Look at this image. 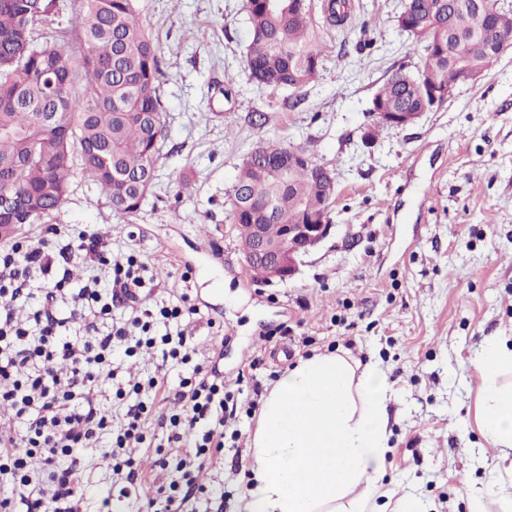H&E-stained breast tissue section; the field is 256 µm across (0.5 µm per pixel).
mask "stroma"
<instances>
[{
  "instance_id": "obj_1",
  "label": "stroma",
  "mask_w": 512,
  "mask_h": 512,
  "mask_svg": "<svg viewBox=\"0 0 512 512\" xmlns=\"http://www.w3.org/2000/svg\"><path fill=\"white\" fill-rule=\"evenodd\" d=\"M319 76L301 91L272 90L246 69V0H140L159 48L166 138L141 209L113 211L74 167L63 204L45 226L82 229L113 250L135 252L147 270L142 304L155 310L188 294L190 363L160 349L127 356L115 345L119 380L170 382L211 358L242 408L220 464L202 471L196 512H241L259 411L254 383L271 389L298 359L336 352L380 362L391 387L389 448L378 512L419 500L426 512H471L474 489L512 492V469L476 421L482 378L474 358L491 336H512V49L475 83L404 128L373 123L371 100L398 68L423 67L425 51L395 22L403 0H349L344 23L308 0ZM308 147L330 168L332 229L287 281L260 283L247 269L226 202L238 166L258 139ZM222 344V355L212 353ZM151 441L137 459L151 488L167 454L158 419L173 400L147 393ZM82 512H143L145 489L120 494L112 462L87 448L73 464Z\"/></svg>"
}]
</instances>
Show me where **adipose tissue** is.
Here are the masks:
<instances>
[{
    "mask_svg": "<svg viewBox=\"0 0 512 512\" xmlns=\"http://www.w3.org/2000/svg\"><path fill=\"white\" fill-rule=\"evenodd\" d=\"M475 363L486 382L477 417L482 435L512 450V343L487 339ZM390 387L383 370L355 369L344 356L299 362L265 397L250 441L245 512H367L388 447Z\"/></svg>",
    "mask_w": 512,
    "mask_h": 512,
    "instance_id": "adipose-tissue-1",
    "label": "adipose tissue"
}]
</instances>
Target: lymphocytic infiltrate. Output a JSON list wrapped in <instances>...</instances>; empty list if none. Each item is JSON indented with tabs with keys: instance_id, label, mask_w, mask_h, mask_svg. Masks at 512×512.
I'll return each mask as SVG.
<instances>
[{
	"instance_id": "f902f5d3",
	"label": "lymphocytic infiltrate",
	"mask_w": 512,
	"mask_h": 512,
	"mask_svg": "<svg viewBox=\"0 0 512 512\" xmlns=\"http://www.w3.org/2000/svg\"><path fill=\"white\" fill-rule=\"evenodd\" d=\"M75 263L88 270L79 281L70 273ZM145 270L134 253H113L83 230L64 235L53 227L45 236L0 244V408L11 409L20 422L14 432L0 433V483L12 485L0 512H80V480L58 461L102 444L120 482H142L136 455L146 440L147 405L133 404L120 430H113L96 383L116 378L112 349L119 341L138 349L161 343L171 357L190 359L192 336L181 321L195 311L184 294L155 312L141 308ZM35 296L38 308L17 319L16 306ZM116 306L124 312L119 322L112 319ZM159 322L166 331L156 338ZM146 388L184 406L160 422L176 454L160 465L166 474L162 501L151 498L146 506L186 512L197 472L221 458L237 403L225 392L223 375L201 363L176 387L158 373L131 391Z\"/></svg>"
}]
</instances>
